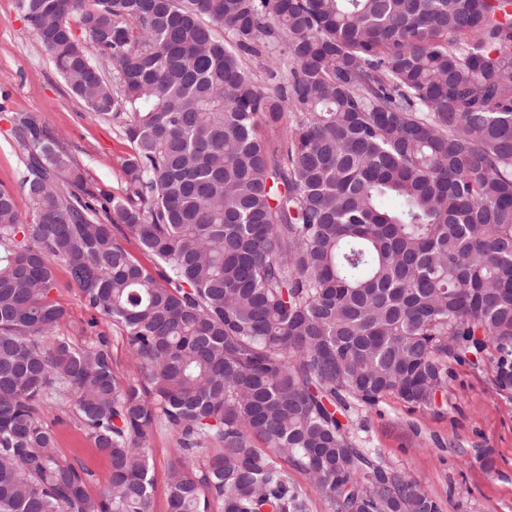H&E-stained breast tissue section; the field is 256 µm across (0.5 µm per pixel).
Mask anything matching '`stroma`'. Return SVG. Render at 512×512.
Masks as SVG:
<instances>
[{
	"mask_svg": "<svg viewBox=\"0 0 512 512\" xmlns=\"http://www.w3.org/2000/svg\"><path fill=\"white\" fill-rule=\"evenodd\" d=\"M31 114L62 139L86 178L115 193L124 174L129 143L111 122L92 118L68 91L63 79L23 20L17 0H0V184L13 188L21 220L29 203L19 187L22 157L12 135V116ZM58 300L68 310L63 331L84 343L105 333L119 380L137 376L122 333L112 325L90 328L93 317L70 286V273L57 265ZM498 354L448 362V384L431 404L413 409L393 395L372 408L358 401L337 407L336 416L356 447L366 449L389 469L420 483L442 512H512V396L494 383ZM45 418L56 433L61 459L84 468L87 489L99 494L107 484L108 459L84 429L52 409ZM149 461L154 476L152 512H168L167 470L174 437L164 427L150 435Z\"/></svg>",
	"mask_w": 512,
	"mask_h": 512,
	"instance_id": "35a3bbf8",
	"label": "stroma"
}]
</instances>
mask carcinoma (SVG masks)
Instances as JSON below:
<instances>
[{
    "instance_id": "carcinoma-1",
    "label": "carcinoma",
    "mask_w": 512,
    "mask_h": 512,
    "mask_svg": "<svg viewBox=\"0 0 512 512\" xmlns=\"http://www.w3.org/2000/svg\"><path fill=\"white\" fill-rule=\"evenodd\" d=\"M18 6L131 153L119 192L96 191L13 116L33 222L0 186V512H151L158 423L177 445L168 512H305L290 466L332 512H441L333 406L421 407L448 357L488 346L512 389V0ZM258 38L287 45L265 86L246 63ZM59 264L135 379L105 334L61 333ZM54 406L110 460L97 497L60 458Z\"/></svg>"
}]
</instances>
